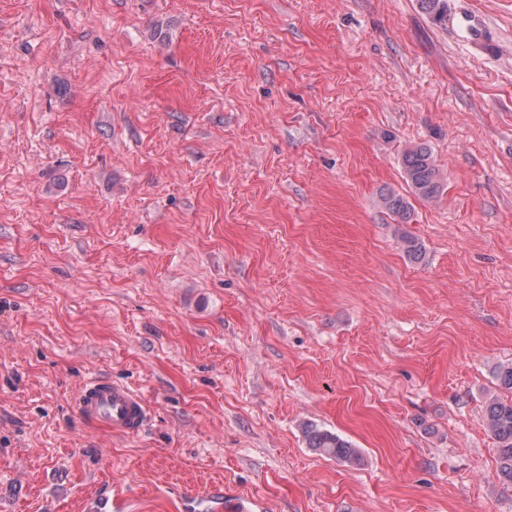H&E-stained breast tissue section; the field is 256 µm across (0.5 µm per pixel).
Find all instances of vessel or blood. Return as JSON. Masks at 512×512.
Here are the masks:
<instances>
[{
    "instance_id": "1",
    "label": "vessel or blood",
    "mask_w": 512,
    "mask_h": 512,
    "mask_svg": "<svg viewBox=\"0 0 512 512\" xmlns=\"http://www.w3.org/2000/svg\"><path fill=\"white\" fill-rule=\"evenodd\" d=\"M80 414L106 425L110 430L138 433L147 417L146 404L141 395L130 388L108 379L95 378L86 382L78 396ZM129 499L118 489L105 487L82 508V512H125ZM186 512H222L224 500L219 492L187 496Z\"/></svg>"
}]
</instances>
